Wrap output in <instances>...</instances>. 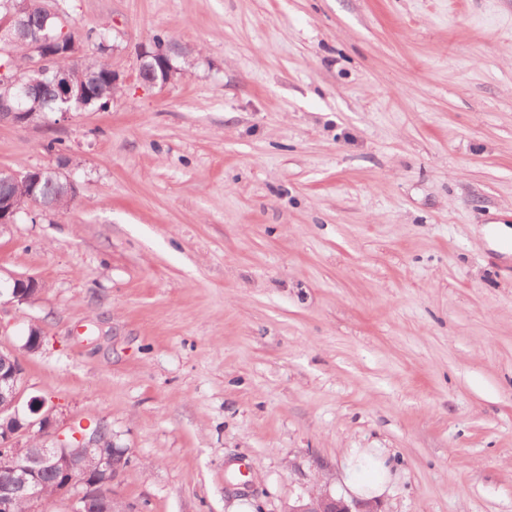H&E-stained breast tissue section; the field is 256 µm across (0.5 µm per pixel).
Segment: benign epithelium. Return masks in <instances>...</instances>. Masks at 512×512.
<instances>
[{
	"mask_svg": "<svg viewBox=\"0 0 512 512\" xmlns=\"http://www.w3.org/2000/svg\"><path fill=\"white\" fill-rule=\"evenodd\" d=\"M6 24L17 26L30 39L26 56L16 62V74L0 92V120L19 124L18 107L22 101L37 99L43 87L41 76L58 50V42L32 30L23 12L7 15ZM36 281L33 276L11 277V301L23 303V288ZM23 366L9 350L0 349V415L17 421L12 430L0 435V469L9 478L0 481V512H14L18 501L26 502V512H45L46 501L60 507L58 512H88L91 505L104 499L102 481L117 479L127 467V453L103 451L107 428L83 423L58 426L45 402L32 398L27 403L28 416L19 421V403L24 393ZM50 469L59 479L50 499L39 490V475ZM287 512H383L376 500L347 501L330 494L300 495Z\"/></svg>",
	"mask_w": 512,
	"mask_h": 512,
	"instance_id": "obj_1",
	"label": "benign epithelium"
}]
</instances>
